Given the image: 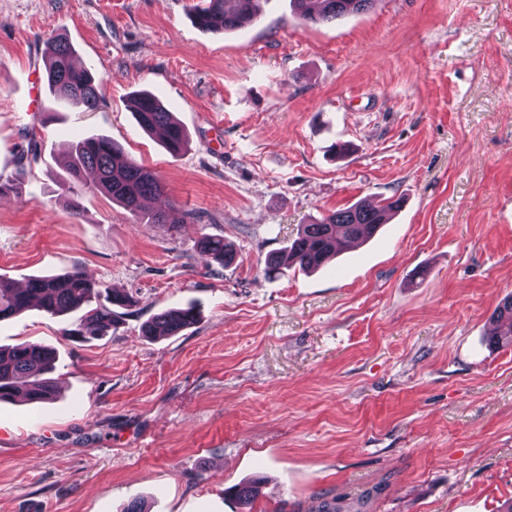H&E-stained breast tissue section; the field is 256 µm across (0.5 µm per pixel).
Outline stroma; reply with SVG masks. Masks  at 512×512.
Wrapping results in <instances>:
<instances>
[{
	"mask_svg": "<svg viewBox=\"0 0 512 512\" xmlns=\"http://www.w3.org/2000/svg\"><path fill=\"white\" fill-rule=\"evenodd\" d=\"M199 0H0V278L82 271L131 296L105 336L81 311L0 322V346L56 352L46 403H0V512H500L512 499V0H374L302 24L257 0L210 33ZM65 38L103 80L93 111L32 101ZM159 98L188 134L171 156L128 108ZM40 149L24 156L28 134ZM106 136L165 184L150 224L87 186L73 145ZM344 142L349 154L335 158ZM402 208L327 266L265 271L301 225L359 200ZM233 244L229 266L197 248ZM195 304L175 336L141 326ZM491 319L490 341L494 344L512 343V297L497 306Z\"/></svg>",
	"mask_w": 512,
	"mask_h": 512,
	"instance_id": "obj_1",
	"label": "stroma"
}]
</instances>
